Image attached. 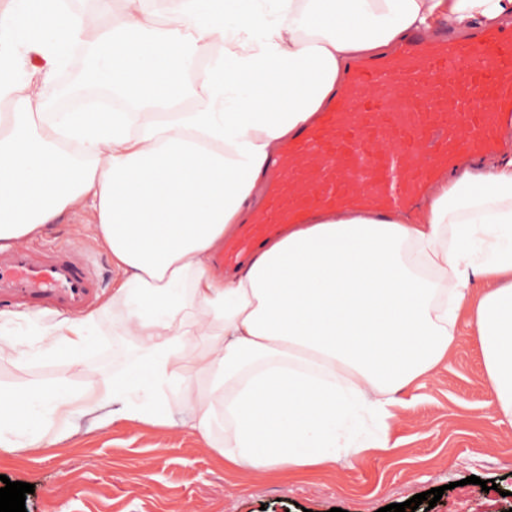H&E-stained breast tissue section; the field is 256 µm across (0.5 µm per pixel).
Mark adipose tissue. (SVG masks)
<instances>
[{"instance_id":"ef3b65f1","label":"adipose tissue","mask_w":512,"mask_h":512,"mask_svg":"<svg viewBox=\"0 0 512 512\" xmlns=\"http://www.w3.org/2000/svg\"><path fill=\"white\" fill-rule=\"evenodd\" d=\"M111 4L0 11V247L90 215L122 273L105 306L141 356L102 385L0 387V450L37 451L116 402L150 423L178 404L206 436L224 421L216 452L257 475L388 448V406L447 359L478 281L471 318L512 423V155L437 183L416 217L329 214L231 275L213 265L349 61L415 31L502 23L512 0H122L116 17ZM75 50L125 110L48 111ZM98 321L46 325V351L81 353Z\"/></svg>"}]
</instances>
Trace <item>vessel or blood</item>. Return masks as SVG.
<instances>
[{"mask_svg": "<svg viewBox=\"0 0 512 512\" xmlns=\"http://www.w3.org/2000/svg\"><path fill=\"white\" fill-rule=\"evenodd\" d=\"M371 87L376 95H368ZM511 123L512 31L482 30L461 41L416 35L400 53L353 62L331 107L284 144L266 204L214 262L238 266L320 211L411 210L461 158L495 152ZM310 158L319 160L317 170L307 169ZM97 292L77 249L0 253L2 307L79 312Z\"/></svg>", "mask_w": 512, "mask_h": 512, "instance_id": "obj_1", "label": "vessel or blood"}]
</instances>
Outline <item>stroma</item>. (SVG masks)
Here are the masks:
<instances>
[{"label":"stroma","instance_id":"obj_1","mask_svg":"<svg viewBox=\"0 0 512 512\" xmlns=\"http://www.w3.org/2000/svg\"><path fill=\"white\" fill-rule=\"evenodd\" d=\"M38 241L50 249L79 245L98 276L100 297L111 295L120 274L90 228L67 219ZM53 319L0 309V327L14 334L21 353L0 360V385H49L81 368L86 381L102 384L140 357L108 319L78 364L46 355L41 330ZM387 423L389 450L257 476L225 465L178 406L161 424L117 418L103 426L79 413L73 437L35 453L0 450V475L33 484L27 512H378L440 486L437 505L416 512H504L512 504V426L492 403L474 325L459 322L447 360L399 394ZM471 475L494 480L495 490L468 483Z\"/></svg>","mask_w":512,"mask_h":512}]
</instances>
